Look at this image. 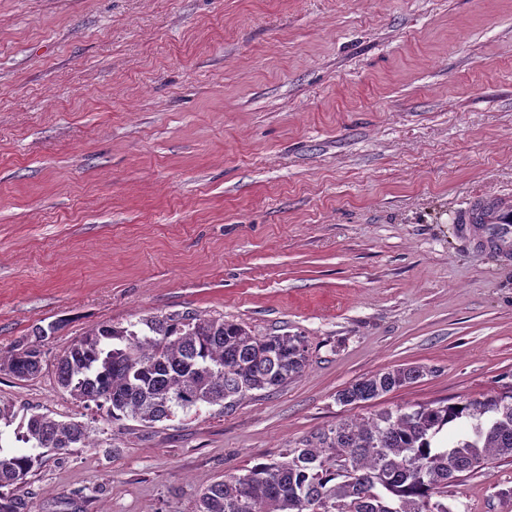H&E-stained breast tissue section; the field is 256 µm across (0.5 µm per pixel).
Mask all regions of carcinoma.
I'll return each instance as SVG.
<instances>
[{"label": "carcinoma", "instance_id": "obj_1", "mask_svg": "<svg viewBox=\"0 0 512 512\" xmlns=\"http://www.w3.org/2000/svg\"><path fill=\"white\" fill-rule=\"evenodd\" d=\"M140 323L139 333L99 325L55 357L57 387L84 408L104 411L107 424L127 419L146 426L203 403L227 407L287 384L309 361L303 336H256L222 316L156 315ZM57 329L39 326L18 341L0 356V374L19 381L39 376L43 347ZM427 373L423 366L388 369L350 384L337 401L372 400ZM460 424L464 433L439 438ZM21 428L29 451L0 448V512H18L11 486L40 468L44 450L95 444L87 424L49 413L30 414ZM492 457L512 460V394L341 421L286 449L280 460L209 485L196 512H453L448 484Z\"/></svg>", "mask_w": 512, "mask_h": 512}]
</instances>
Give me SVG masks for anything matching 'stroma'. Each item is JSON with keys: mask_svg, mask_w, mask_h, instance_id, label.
I'll list each match as a JSON object with an SVG mask.
<instances>
[{"mask_svg": "<svg viewBox=\"0 0 512 512\" xmlns=\"http://www.w3.org/2000/svg\"><path fill=\"white\" fill-rule=\"evenodd\" d=\"M512 201V0H0V353L64 327L26 414L95 418L52 362L97 324L224 316L298 334L301 376L48 452L22 512H194L340 420L512 390V265L462 241ZM429 373L343 405L387 368ZM512 512V461L448 486Z\"/></svg>", "mask_w": 512, "mask_h": 512, "instance_id": "obj_1", "label": "stroma"}]
</instances>
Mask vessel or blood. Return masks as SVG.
<instances>
[{
    "label": "vessel or blood",
    "mask_w": 512,
    "mask_h": 512,
    "mask_svg": "<svg viewBox=\"0 0 512 512\" xmlns=\"http://www.w3.org/2000/svg\"><path fill=\"white\" fill-rule=\"evenodd\" d=\"M471 209L483 221L474 224L468 216H461L459 230L465 241L492 252L502 263H512V203L480 197Z\"/></svg>",
    "instance_id": "obj_1"
}]
</instances>
